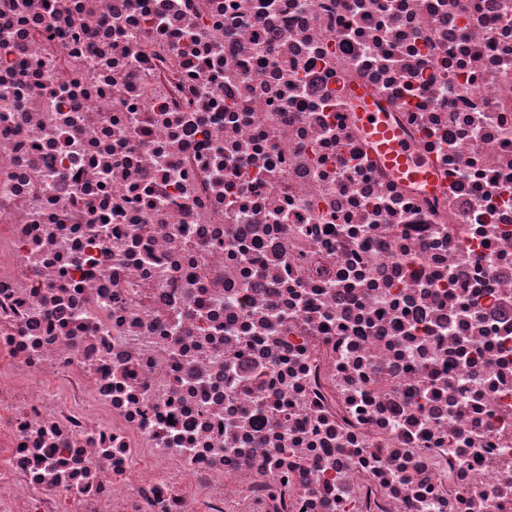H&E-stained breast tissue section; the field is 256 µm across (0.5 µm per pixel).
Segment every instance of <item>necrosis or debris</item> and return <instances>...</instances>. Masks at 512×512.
<instances>
[{
    "label": "necrosis or debris",
    "mask_w": 512,
    "mask_h": 512,
    "mask_svg": "<svg viewBox=\"0 0 512 512\" xmlns=\"http://www.w3.org/2000/svg\"><path fill=\"white\" fill-rule=\"evenodd\" d=\"M0 512H512V0H0ZM357 120L361 127L370 134L369 140L378 144L379 152L398 170L400 174L429 187L432 182L431 169L424 164L417 150L403 138L396 136L386 124L383 112L369 108L365 112H357ZM373 116V120H370Z\"/></svg>",
    "instance_id": "4bbe7bcc"
}]
</instances>
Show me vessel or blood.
I'll return each instance as SVG.
<instances>
[{"label": "vessel or blood", "instance_id": "vessel-or-blood-1", "mask_svg": "<svg viewBox=\"0 0 512 512\" xmlns=\"http://www.w3.org/2000/svg\"><path fill=\"white\" fill-rule=\"evenodd\" d=\"M357 120L368 133L370 141L377 143L379 152L399 173L419 183L432 184L430 168L424 164L413 145L388 128L383 113L361 112Z\"/></svg>", "mask_w": 512, "mask_h": 512}]
</instances>
